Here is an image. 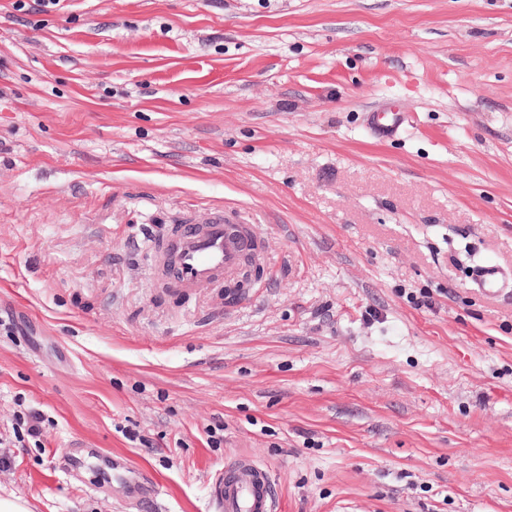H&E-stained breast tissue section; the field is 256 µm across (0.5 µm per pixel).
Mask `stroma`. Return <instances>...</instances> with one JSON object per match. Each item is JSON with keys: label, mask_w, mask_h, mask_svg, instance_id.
I'll use <instances>...</instances> for the list:
<instances>
[{"label": "stroma", "mask_w": 512, "mask_h": 512, "mask_svg": "<svg viewBox=\"0 0 512 512\" xmlns=\"http://www.w3.org/2000/svg\"><path fill=\"white\" fill-rule=\"evenodd\" d=\"M0 0V495L137 512L98 449L208 512H512V0ZM411 115L394 139L367 115ZM221 208L228 306L150 277ZM431 306H423V299ZM40 415L31 437L30 412ZM478 294L491 297L512 295V275L503 272L497 265L486 263L472 273ZM209 490L210 512H277L274 482L248 458L227 463Z\"/></svg>", "instance_id": "stroma-1"}]
</instances>
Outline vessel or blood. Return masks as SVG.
Returning <instances> with one entry per match:
<instances>
[{
	"instance_id": "vessel-or-blood-1",
	"label": "vessel or blood",
	"mask_w": 512,
	"mask_h": 512,
	"mask_svg": "<svg viewBox=\"0 0 512 512\" xmlns=\"http://www.w3.org/2000/svg\"><path fill=\"white\" fill-rule=\"evenodd\" d=\"M411 119L398 107L372 113L370 127L376 139H391ZM174 254L165 274L178 286L199 288L218 281H232L242 272L247 259L256 265L268 264L264 239L254 225L239 224L224 214L213 212L207 224L184 225L169 246ZM478 294L491 297L512 295V275L497 265L486 263L472 273ZM112 478L127 489L138 492L143 507L158 512L161 491L151 477L123 467L112 470ZM213 512H277L274 483L266 468L248 458L227 463L209 490Z\"/></svg>"
}]
</instances>
